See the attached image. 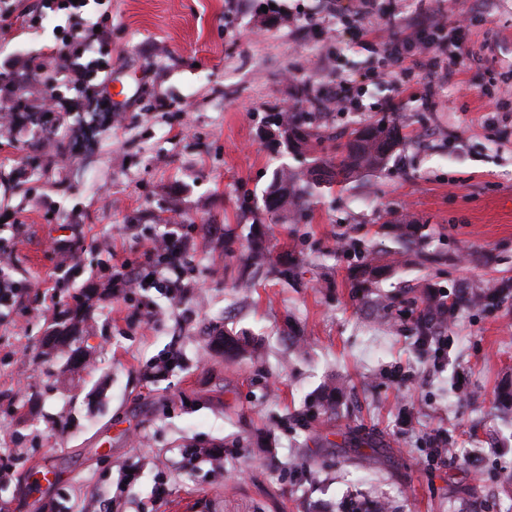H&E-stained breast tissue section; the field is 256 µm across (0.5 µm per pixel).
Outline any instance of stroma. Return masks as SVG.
Wrapping results in <instances>:
<instances>
[{"instance_id":"35a3bbf8","label":"stroma","mask_w":512,"mask_h":512,"mask_svg":"<svg viewBox=\"0 0 512 512\" xmlns=\"http://www.w3.org/2000/svg\"><path fill=\"white\" fill-rule=\"evenodd\" d=\"M96 0L72 16L42 0V21L0 27V65L46 68L73 54L62 30H112L99 61L121 88L112 112L82 104L97 77L61 90L76 102L58 137L30 120L0 128V268L21 300L0 307V512H512V0ZM470 15L465 63L450 30L418 45L422 21ZM409 45L390 65V38ZM323 124L347 133L394 113L404 140L387 169L325 187L305 220L282 223L262 195L289 153L270 116L302 90ZM412 216L419 255L395 264L388 229ZM296 278L259 272L238 288L253 231ZM192 239L170 268L191 292L112 295V269L155 240ZM233 235L235 253L224 251ZM393 264L380 316L350 286L357 260ZM496 281L492 307H464L435 364L412 329L425 287ZM77 339L50 348L56 322ZM245 334L263 358L211 350ZM85 354L74 371L71 355ZM170 361L153 375L154 363ZM336 402L321 409L323 397ZM444 433V466L423 450ZM221 449V459L205 456ZM54 470L37 480L40 467ZM134 479L124 493L116 485Z\"/></svg>"}]
</instances>
